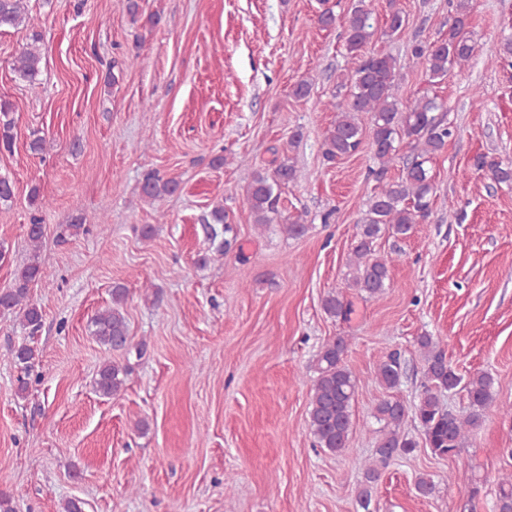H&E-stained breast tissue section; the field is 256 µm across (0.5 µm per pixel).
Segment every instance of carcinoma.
I'll return each mask as SVG.
<instances>
[{
    "instance_id": "carcinoma-1",
    "label": "carcinoma",
    "mask_w": 512,
    "mask_h": 512,
    "mask_svg": "<svg viewBox=\"0 0 512 512\" xmlns=\"http://www.w3.org/2000/svg\"><path fill=\"white\" fill-rule=\"evenodd\" d=\"M448 3L451 15L447 32L432 41L414 38L410 45L413 66L429 72L434 84L445 79L451 69H463L476 52L468 30L469 0H448ZM24 20L23 0H0V29H16ZM406 30V17L402 11L393 9L386 18L383 34L401 37ZM377 32L365 0H356L344 21L343 39L347 53L356 58L358 64L347 79L336 85V95H344L345 102L325 103L336 109V119L322 142V157L329 164L352 156L365 146L378 162V167L371 170L378 182V191L368 199L361 223L356 225V244L349 261L353 269L352 287L369 297L382 294L390 285L392 258L374 255V243L386 234L404 238L414 225L429 217L435 180L430 163L454 135L443 116L445 103L437 94H426L410 106L395 97L396 60L389 53L369 49ZM40 68L41 55L29 45L21 49L13 65V70L29 81L35 79ZM12 111L10 102L0 101V145L6 149L11 148L13 142L14 121L9 118ZM361 113L369 116L367 129L359 121ZM402 143L408 147L409 154L402 158L398 177L389 179L388 169L399 159ZM273 164L272 172L253 174L246 190L248 210L257 226L280 224L289 236L300 237L306 234L308 225L301 217L286 214L282 205L283 189L297 180V169L285 159H275ZM475 166L498 184H512L509 163L480 156ZM177 187L175 180L151 173L144 178L142 194L156 201L174 193ZM205 230L213 241L224 235L220 248L226 253L238 243L236 230L220 203L212 208ZM44 277L45 271L34 260L18 270L12 287L0 291V308L19 310L22 326L32 333L41 327L43 314L37 304L29 301V286ZM125 299L126 289L119 284L114 286L112 305L98 311L91 319L93 335L110 351L123 350L129 344L123 309ZM324 310L332 317L344 318L350 312V303L332 294L325 299ZM416 342L426 377L416 402L409 405L395 393L404 373L398 353L390 354L375 371V379L386 390V395L373 408L374 417L383 423L375 454L357 461L363 475L358 499L364 512H369L372 489L381 476V467L396 456L412 455L418 448L413 437L402 429L407 418H412L420 427L432 455L451 458L481 426L483 411L493 401L495 378L491 373L482 371L465 377L448 364L437 337L424 333ZM346 349L342 336L322 347L316 358L317 376L311 388L309 427L316 446L333 454L348 450L351 409L357 388V375L345 362ZM11 355L16 364L28 370L35 363L37 350L23 344ZM127 374L128 366L103 360L96 381L97 391L105 397L117 395L125 385ZM458 388L466 391L469 398V412L465 414H454L441 402L443 393ZM497 485L495 512H512V474L498 478Z\"/></svg>"
}]
</instances>
